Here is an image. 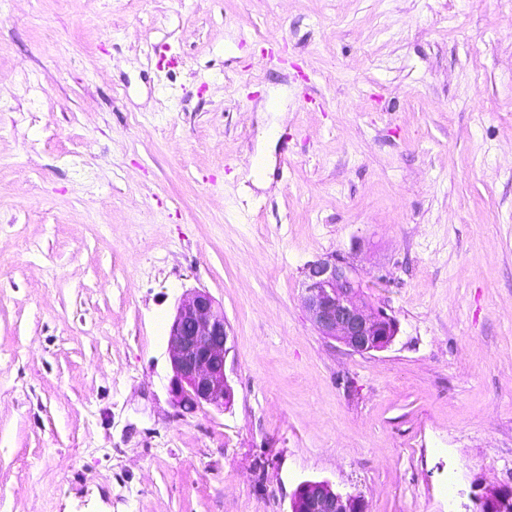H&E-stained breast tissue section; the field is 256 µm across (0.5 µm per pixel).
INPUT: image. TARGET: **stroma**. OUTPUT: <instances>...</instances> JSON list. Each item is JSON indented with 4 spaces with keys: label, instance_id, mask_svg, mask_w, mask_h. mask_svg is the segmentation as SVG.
<instances>
[{
    "label": "stroma",
    "instance_id": "obj_1",
    "mask_svg": "<svg viewBox=\"0 0 512 512\" xmlns=\"http://www.w3.org/2000/svg\"><path fill=\"white\" fill-rule=\"evenodd\" d=\"M329 255L386 350L310 322ZM196 289L221 412L172 403ZM306 480L367 512L512 483V0H0V512H290ZM167 336L177 407L224 411L233 398L225 373L228 332L224 313L209 292L196 289L180 300Z\"/></svg>",
    "mask_w": 512,
    "mask_h": 512
}]
</instances>
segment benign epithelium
I'll return each instance as SVG.
<instances>
[{"label": "benign epithelium", "mask_w": 512, "mask_h": 512, "mask_svg": "<svg viewBox=\"0 0 512 512\" xmlns=\"http://www.w3.org/2000/svg\"><path fill=\"white\" fill-rule=\"evenodd\" d=\"M304 306L318 332L354 353L387 349L399 332L397 319L372 306L347 263L333 255L304 268ZM228 332L224 312L205 290L195 289L176 307L168 331L173 370L171 392L179 408L211 406L222 411L233 398L225 373ZM477 512H512V485L480 497ZM290 512H366L362 497L343 494L327 480H307L296 489Z\"/></svg>", "instance_id": "7a95c632"}]
</instances>
